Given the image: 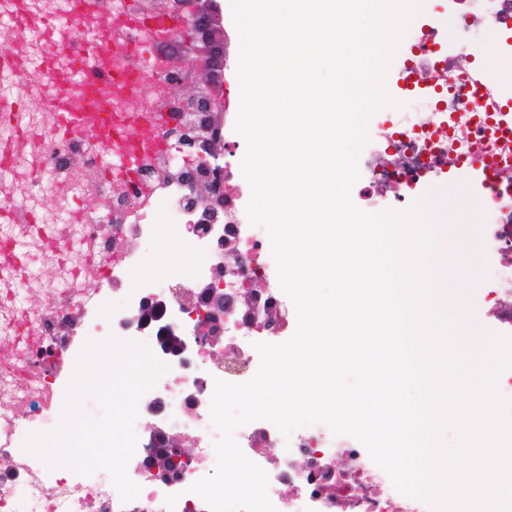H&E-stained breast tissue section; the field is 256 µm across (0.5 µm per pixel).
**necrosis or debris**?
Masks as SVG:
<instances>
[{
	"instance_id": "4bbe7bcc",
	"label": "necrosis or debris",
	"mask_w": 512,
	"mask_h": 512,
	"mask_svg": "<svg viewBox=\"0 0 512 512\" xmlns=\"http://www.w3.org/2000/svg\"><path fill=\"white\" fill-rule=\"evenodd\" d=\"M447 11L455 44H448L446 24L433 11L398 45L386 81L408 107L383 113L369 130L359 158V201L362 210L379 213L447 186L457 172L476 175L483 198L477 233L492 257L481 316L492 335L512 337V87L487 82L476 61L491 31L499 35V56L512 61V0H447ZM122 14L115 7L110 19L74 29L79 37L91 30L105 38L113 66L122 71L112 87L111 150L121 156L118 165L104 167L99 148L60 136L62 94L0 132V512H210L190 487L213 472L215 382L250 380L260 365L256 343H276L297 327L295 308L279 287L268 233L250 223L241 192L224 194L220 241L198 233L202 211L184 209L187 188L169 173L196 161L182 153L160 119L170 79L193 83L196 66L174 61L171 35L151 30L150 76L139 80L127 68L123 44L109 36ZM16 32L13 64L0 67V97L24 98L44 87L45 68L62 78L71 73L68 52L46 57L48 30L30 25ZM48 194L56 201L51 210L42 205ZM86 196L97 200L95 211L79 207ZM166 224L179 228L198 265L170 281L137 280L139 241L158 236ZM219 262L223 336L169 364L138 402L165 437L191 449L188 463L174 471L144 469L151 437L138 434L127 474L140 492L125 503L107 471L51 468L21 450L24 432L55 427L57 368L71 351L76 314H85L88 335L107 337L143 296L162 293L195 326L186 307L191 285L214 278ZM45 263L54 266V280H41ZM259 281L265 289H256ZM35 286L50 298L37 310L21 302ZM235 439L266 472L277 512H430L425 501L394 488L362 443L334 436L325 424L287 438L273 423L257 420L238 428Z\"/></svg>"
}]
</instances>
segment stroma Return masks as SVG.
<instances>
[{"instance_id": "1", "label": "stroma", "mask_w": 512, "mask_h": 512, "mask_svg": "<svg viewBox=\"0 0 512 512\" xmlns=\"http://www.w3.org/2000/svg\"><path fill=\"white\" fill-rule=\"evenodd\" d=\"M213 4L216 19L224 29L223 46L197 38L182 43L177 51L183 57L200 62L201 66L215 68L222 57L238 58L240 39L233 21L231 0H213ZM430 202L438 209L436 231L440 236L434 285L446 290L457 301L466 302L471 309H478L485 292L486 270L490 261L470 226L471 219L481 210V197L472 190L469 176L461 175L431 197ZM179 241L175 228L163 226L160 236L142 248L141 274L150 277L157 271L165 276L189 273L197 257L188 247L180 255H173L172 247Z\"/></svg>"}]
</instances>
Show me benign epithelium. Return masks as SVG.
Segmentation results:
<instances>
[{
    "label": "benign epithelium",
    "instance_id": "1",
    "mask_svg": "<svg viewBox=\"0 0 512 512\" xmlns=\"http://www.w3.org/2000/svg\"><path fill=\"white\" fill-rule=\"evenodd\" d=\"M196 33L209 39L216 36L224 38V29L216 26L214 14L206 10L189 12L183 28L174 33L173 40L181 44ZM172 94L182 106L192 105L199 98L196 87L193 86L187 91L180 83L173 85ZM167 117L170 127L166 129V133L177 137L181 149L187 154L197 156L199 160L196 171L188 176L190 193L186 197V203L190 207L207 203V222L203 229L208 231L214 225L224 223V194L217 192L223 169L212 164L213 160L224 154V135L220 127L210 119L189 127L182 122L181 110L170 109ZM200 288L199 298L206 305L202 327H187L169 306L168 299L156 295L145 297L120 321V327L142 336L155 337V350L159 357L169 361L178 360L207 337L218 335L224 326V295L207 281ZM153 441L157 448L153 449L152 455L146 460L148 468L178 467L190 457V449L180 447L174 439L155 433Z\"/></svg>",
    "mask_w": 512,
    "mask_h": 512
}]
</instances>
